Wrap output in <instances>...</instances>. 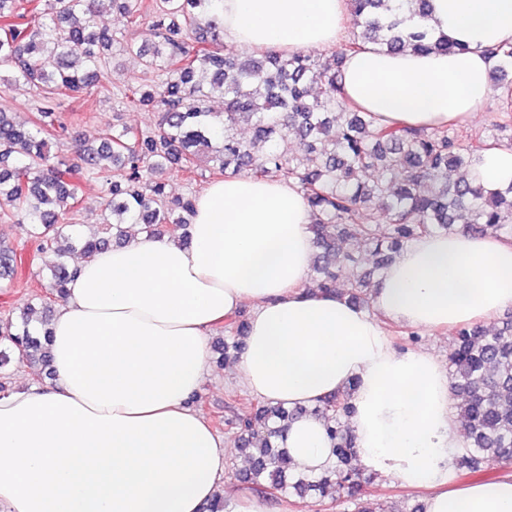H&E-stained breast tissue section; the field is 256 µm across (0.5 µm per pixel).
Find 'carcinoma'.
I'll use <instances>...</instances> for the list:
<instances>
[{"instance_id": "1", "label": "carcinoma", "mask_w": 512, "mask_h": 512, "mask_svg": "<svg viewBox=\"0 0 512 512\" xmlns=\"http://www.w3.org/2000/svg\"><path fill=\"white\" fill-rule=\"evenodd\" d=\"M353 27L321 59L314 54L265 51L241 59L224 45L221 0H112L114 26L95 22V0H0V62L11 80L35 86L42 97L27 126L0 112V222L22 224L30 247L0 243V280L33 267L47 254L48 287L34 300L48 311L74 277L67 254L87 257L123 239L126 224H142L152 235L188 241L194 185L205 174L278 178L294 182L313 217L316 248L314 286L333 291L349 248L364 247L382 271L392 254L411 240L462 229L479 234L494 228L512 238V185L487 190L470 186L450 171H466L487 144L465 143L448 129L408 128L378 123L341 96L340 75L349 52L364 43L387 51L410 47L448 51L454 44L434 38L427 26L428 0H350ZM147 28L153 39L140 45L131 35ZM141 59L144 78L112 89L113 47ZM497 86L512 67V46L489 49ZM113 93L128 110L157 112L154 127L105 130L98 145L75 141L73 159L50 153V140L68 132L56 112L61 98L85 102ZM224 101L221 112L210 103ZM247 124L252 137L240 138ZM299 139L303 152L288 155L277 140ZM181 174L189 192L171 197L162 175ZM103 179L101 224L90 235L76 230L82 183ZM345 294L371 308L366 277L348 280ZM33 308L0 314V392L8 391L11 356L50 363L49 320L33 325ZM224 356L236 357L246 322L225 319ZM455 407L464 418L465 452L456 469L467 474L512 461V320L491 331L455 328L448 352ZM325 420L335 442L336 465L319 477L296 476L288 451L275 439L302 414ZM349 396L329 395L309 409L258 405L227 422L243 435L250 467L239 481L262 493L347 496L353 512H381L373 498L354 489L372 482L363 476L357 451L342 419Z\"/></svg>"}]
</instances>
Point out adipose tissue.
<instances>
[{
    "mask_svg": "<svg viewBox=\"0 0 512 512\" xmlns=\"http://www.w3.org/2000/svg\"><path fill=\"white\" fill-rule=\"evenodd\" d=\"M224 38L296 52L336 45L346 0H224ZM456 52L368 45L343 65L345 97L384 124L471 120L494 91L488 49L512 42V0H429ZM469 181L512 184V149L483 150ZM312 215L297 187L248 175L197 197L188 242L131 227L79 261L50 321L51 374L0 397V512H206L222 495L224 441L189 404L211 329L250 305L238 369L257 397L306 408L284 433L294 469L336 462L308 409L350 394L362 466L423 494L422 512H512V473L450 482L463 446L439 357L399 350L382 320L430 332L512 307V243L462 230L413 239L382 271L372 310L310 289Z\"/></svg>",
    "mask_w": 512,
    "mask_h": 512,
    "instance_id": "1",
    "label": "adipose tissue"
}]
</instances>
